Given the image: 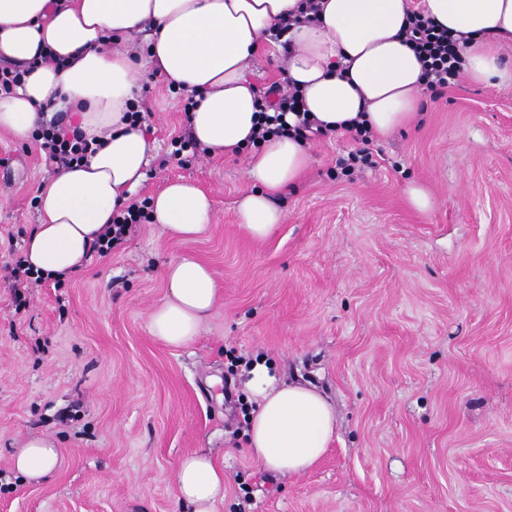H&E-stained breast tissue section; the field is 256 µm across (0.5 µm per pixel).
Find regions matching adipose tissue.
<instances>
[{
    "mask_svg": "<svg viewBox=\"0 0 512 512\" xmlns=\"http://www.w3.org/2000/svg\"><path fill=\"white\" fill-rule=\"evenodd\" d=\"M301 0H0V57L22 63L48 50L24 86L0 95V130L31 136L43 117L61 112L71 131L99 148L86 166L63 169L39 195L40 222L25 241V262L45 276L83 270L90 248L147 177L156 144L125 115L147 74L193 95V139L211 156L247 154L251 189L236 201L237 224L268 238L286 219L277 200L307 166L304 143L256 138L258 90L250 63ZM426 17L464 39V70L475 81H512L490 38L512 40V0H423ZM311 22L293 26L283 76L302 92L312 118L341 130L351 120L380 134L416 115L422 66L402 41L409 0H320ZM147 46V62L139 48ZM149 221L177 239L201 234L214 217L209 194L187 181L152 196ZM166 298L152 311V336L173 347L192 343L219 298L215 272L190 257L168 263ZM254 404L246 447L262 468L284 475L313 468L336 431L332 403L316 389L284 382L266 362L245 383ZM53 440H27L13 457L21 475H50ZM179 500L193 512H215L224 471L206 451L177 466Z\"/></svg>",
    "mask_w": 512,
    "mask_h": 512,
    "instance_id": "obj_1",
    "label": "adipose tissue"
}]
</instances>
